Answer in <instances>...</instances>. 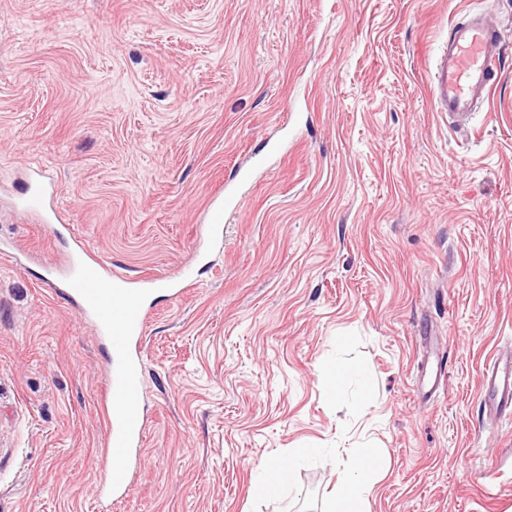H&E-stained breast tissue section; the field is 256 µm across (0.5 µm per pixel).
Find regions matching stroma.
<instances>
[{
    "mask_svg": "<svg viewBox=\"0 0 512 512\" xmlns=\"http://www.w3.org/2000/svg\"><path fill=\"white\" fill-rule=\"evenodd\" d=\"M470 11L499 22L504 78L460 132L429 73ZM35 167L108 265L197 284L154 297L114 512H326L366 448L370 512H512V421L480 398L512 346V0H0V246L26 247L0 256V512H101L107 353L49 284L70 242L22 205ZM337 362L368 392L327 398ZM240 207V199L232 191L224 192V204L213 208L208 216L206 231L214 240L222 239L224 236V211L237 210ZM318 448H292L285 461L265 462L258 466L259 478L253 486L257 497H264L277 492L288 478L289 471L298 463L307 461Z\"/></svg>",
    "mask_w": 512,
    "mask_h": 512,
    "instance_id": "35a3bbf8",
    "label": "stroma"
}]
</instances>
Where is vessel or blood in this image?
Returning <instances> with one entry per match:
<instances>
[{
	"instance_id": "1",
	"label": "vessel or blood",
	"mask_w": 512,
	"mask_h": 512,
	"mask_svg": "<svg viewBox=\"0 0 512 512\" xmlns=\"http://www.w3.org/2000/svg\"><path fill=\"white\" fill-rule=\"evenodd\" d=\"M502 47L500 28L486 18L473 15L467 22L455 24L430 72L438 111L457 118L473 115L501 80L495 61ZM23 204L33 211L55 206L40 179L26 186ZM239 206L238 196L225 192L223 205L213 208L208 216L206 231L210 238L222 239L225 211ZM74 248L75 257L58 268L57 274L64 295L74 303L81 320L95 327L108 351L100 394L105 430L102 493L117 501L130 491L133 461L146 432L140 363V346L148 322L146 301L158 288L180 297L192 287L193 280L186 271L173 278L135 279L105 267L86 240L75 239ZM482 390L487 413L499 418L512 415V351L494 354L483 371Z\"/></svg>"
}]
</instances>
